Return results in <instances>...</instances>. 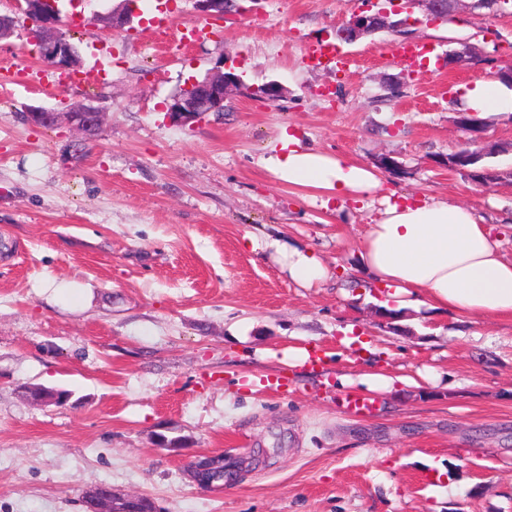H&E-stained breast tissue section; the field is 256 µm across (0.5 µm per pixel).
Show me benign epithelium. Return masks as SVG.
Instances as JSON below:
<instances>
[{
  "label": "benign epithelium",
  "mask_w": 512,
  "mask_h": 512,
  "mask_svg": "<svg viewBox=\"0 0 512 512\" xmlns=\"http://www.w3.org/2000/svg\"><path fill=\"white\" fill-rule=\"evenodd\" d=\"M512 0H402L404 6L387 10L372 9L370 0L350 19L338 25L341 38L345 43L352 44L360 39L379 32L401 31L407 25V19H399L397 15L418 7L434 19H446L449 15L464 9H485L494 14L503 12ZM21 14L26 18L25 24L35 27L31 38L38 46L39 54L50 67L67 74L81 72L82 57L79 49L61 33L63 19L56 0H21ZM195 9L204 16L222 17L224 0H194ZM131 13L111 11L97 17V21L112 30L123 28L130 23ZM480 49L468 42L460 43V48L448 53V67L453 68L480 60ZM242 87L240 78L232 72L215 71L201 81L188 86L192 93L185 92L173 98L167 109L168 120L175 126L192 127L209 113L224 111V101L229 95ZM26 120L36 126L53 128L60 123L68 124L81 135H86L94 125H101L103 111L100 106L89 102L71 107L64 112L44 107H33L26 112ZM457 122L466 128L473 137L465 141L460 149L452 154L448 168L462 172L476 180L483 171L476 169L482 158L494 151H511L512 143L492 144L487 140L486 132L490 120L479 118L473 112L458 113ZM85 495L93 498L98 512H133V504L138 498L120 496L113 490H101L95 486L88 489Z\"/></svg>",
  "instance_id": "1"
}]
</instances>
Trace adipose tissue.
Here are the masks:
<instances>
[{"label":"adipose tissue","mask_w":512,"mask_h":512,"mask_svg":"<svg viewBox=\"0 0 512 512\" xmlns=\"http://www.w3.org/2000/svg\"><path fill=\"white\" fill-rule=\"evenodd\" d=\"M462 109L512 112V87L496 78L475 82L460 97ZM282 152L269 158L275 176L328 196L379 189L371 170L304 146L282 134ZM283 257L289 277L303 285L324 281L328 270L310 251L268 241ZM362 264L377 285L394 289L399 309L453 311L479 318H512V257L501 249L493 227L469 207L433 199L398 201L384 196V208L361 239Z\"/></svg>","instance_id":"1"}]
</instances>
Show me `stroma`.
I'll use <instances>...</instances> for the list:
<instances>
[{"label":"stroma","mask_w":512,"mask_h":512,"mask_svg":"<svg viewBox=\"0 0 512 512\" xmlns=\"http://www.w3.org/2000/svg\"><path fill=\"white\" fill-rule=\"evenodd\" d=\"M155 2L133 0L120 31L96 21L120 0L63 6L84 19L66 30L92 86L42 88L27 28L0 41V512H83L100 484L157 512H512V319L423 307L381 322L359 245L381 192L327 203L267 167L284 131L372 169L392 155L404 171L378 170L384 185L471 207L511 256L512 153L485 158L505 175L485 186L442 162L467 138L456 98L512 61V15L418 10L402 33L343 45L339 72L306 55L362 0H234L179 48L149 15L198 20L193 0ZM461 41L483 64L448 69ZM393 43L436 62L384 56ZM220 67L243 82L223 112L172 125L173 97ZM91 99L105 120L80 152L67 125L24 117ZM271 238L312 249L329 279L293 281ZM296 347L322 367L291 361ZM367 372L392 387L369 390ZM32 385L72 397L38 405ZM349 393L373 411L347 412ZM216 455L239 479L197 485L189 465Z\"/></svg>","instance_id":"35a3bbf8"}]
</instances>
